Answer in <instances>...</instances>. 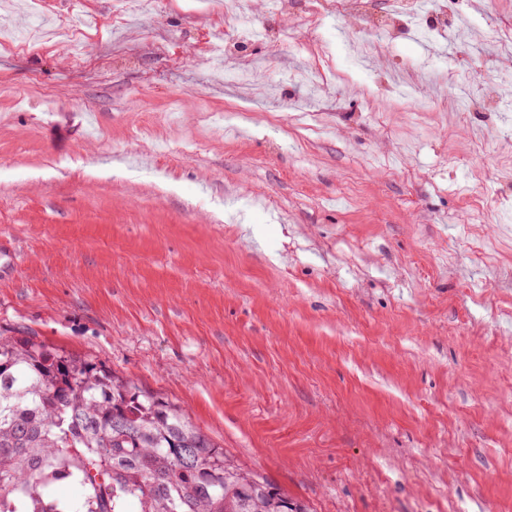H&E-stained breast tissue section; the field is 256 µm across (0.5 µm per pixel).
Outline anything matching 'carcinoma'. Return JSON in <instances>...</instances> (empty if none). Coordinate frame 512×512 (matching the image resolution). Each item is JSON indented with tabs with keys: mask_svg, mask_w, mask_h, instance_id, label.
<instances>
[{
	"mask_svg": "<svg viewBox=\"0 0 512 512\" xmlns=\"http://www.w3.org/2000/svg\"><path fill=\"white\" fill-rule=\"evenodd\" d=\"M78 485L72 501L54 494ZM305 512L180 406L90 357L0 336V512Z\"/></svg>",
	"mask_w": 512,
	"mask_h": 512,
	"instance_id": "carcinoma-1",
	"label": "carcinoma"
}]
</instances>
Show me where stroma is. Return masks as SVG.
Wrapping results in <instances>:
<instances>
[{"label":"stroma","instance_id":"1","mask_svg":"<svg viewBox=\"0 0 512 512\" xmlns=\"http://www.w3.org/2000/svg\"><path fill=\"white\" fill-rule=\"evenodd\" d=\"M224 3L0 0V336L172 400L306 512H512V112L431 79L512 72V0L362 66L316 0H251L223 64ZM230 4L233 23L224 40V64L232 57L236 44L245 42L247 38L253 41L261 36V30L257 27L246 1L232 0Z\"/></svg>","mask_w":512,"mask_h":512}]
</instances>
